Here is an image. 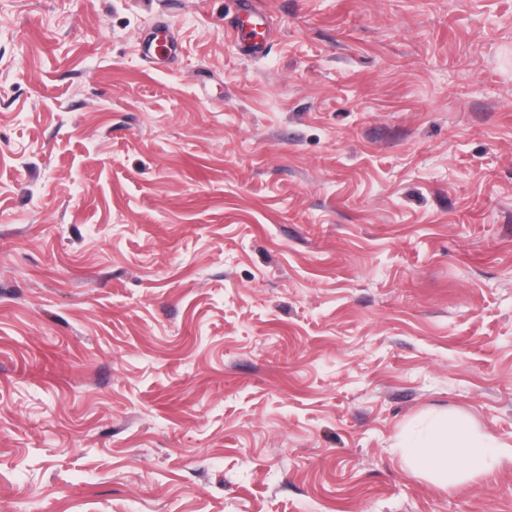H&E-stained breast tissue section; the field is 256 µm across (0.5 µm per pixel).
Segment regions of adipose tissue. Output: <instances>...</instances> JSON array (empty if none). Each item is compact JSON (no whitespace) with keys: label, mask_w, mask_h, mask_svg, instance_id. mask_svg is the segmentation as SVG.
<instances>
[{"label":"adipose tissue","mask_w":512,"mask_h":512,"mask_svg":"<svg viewBox=\"0 0 512 512\" xmlns=\"http://www.w3.org/2000/svg\"><path fill=\"white\" fill-rule=\"evenodd\" d=\"M405 452L413 474L463 489L470 475L512 457V446L474 436L461 420L442 414L430 419L420 436L408 440Z\"/></svg>","instance_id":"adipose-tissue-1"}]
</instances>
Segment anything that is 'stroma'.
Masks as SVG:
<instances>
[{"label":"stroma","mask_w":512,"mask_h":512,"mask_svg":"<svg viewBox=\"0 0 512 512\" xmlns=\"http://www.w3.org/2000/svg\"><path fill=\"white\" fill-rule=\"evenodd\" d=\"M242 3L0 0V512H512V0ZM245 1L243 10L246 14L238 19L233 32L240 41H244V47L251 55L263 56L269 49L272 28L266 18L253 7L251 0ZM512 445L474 436L458 418L442 414L430 419L419 437L406 444L411 472L435 482L466 488L468 477L512 457Z\"/></svg>","instance_id":"stroma-1"}]
</instances>
